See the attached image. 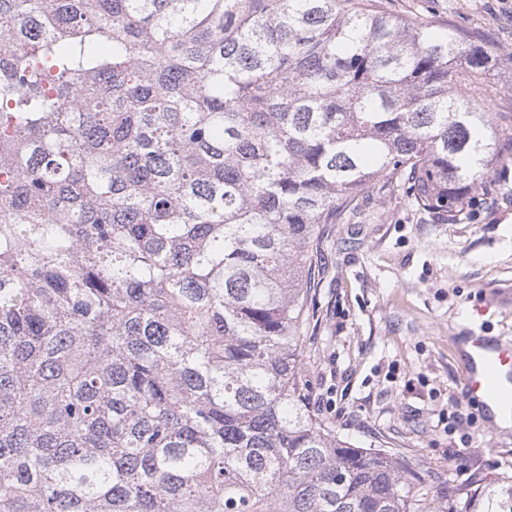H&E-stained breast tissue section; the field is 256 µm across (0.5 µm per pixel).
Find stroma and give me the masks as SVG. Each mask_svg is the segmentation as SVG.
<instances>
[{
    "mask_svg": "<svg viewBox=\"0 0 512 512\" xmlns=\"http://www.w3.org/2000/svg\"><path fill=\"white\" fill-rule=\"evenodd\" d=\"M494 57L493 121L512 134V0H376ZM461 215L365 193L351 224H326L302 370L312 410L358 448L385 447L426 479L468 488L512 476L504 432L464 385L463 339L512 342V162Z\"/></svg>",
    "mask_w": 512,
    "mask_h": 512,
    "instance_id": "stroma-1",
    "label": "stroma"
}]
</instances>
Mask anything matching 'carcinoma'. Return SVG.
Instances as JSON below:
<instances>
[{
  "label": "carcinoma",
  "instance_id": "1",
  "mask_svg": "<svg viewBox=\"0 0 512 512\" xmlns=\"http://www.w3.org/2000/svg\"><path fill=\"white\" fill-rule=\"evenodd\" d=\"M486 63L349 0H0V512H512L301 367L320 225L490 190Z\"/></svg>",
  "mask_w": 512,
  "mask_h": 512
}]
</instances>
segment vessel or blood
<instances>
[{
	"label": "vessel or blood",
	"instance_id": "b4317fda",
	"mask_svg": "<svg viewBox=\"0 0 512 512\" xmlns=\"http://www.w3.org/2000/svg\"><path fill=\"white\" fill-rule=\"evenodd\" d=\"M468 358L470 396L512 415V343L493 346L484 337L473 336Z\"/></svg>",
	"mask_w": 512,
	"mask_h": 512
}]
</instances>
